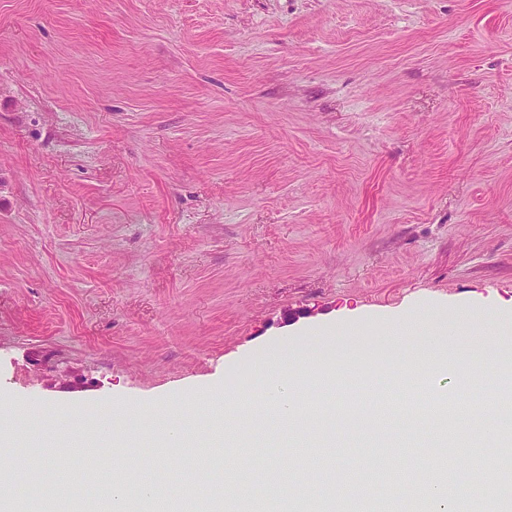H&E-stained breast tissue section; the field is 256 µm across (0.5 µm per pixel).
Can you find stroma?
Returning <instances> with one entry per match:
<instances>
[{"instance_id": "35a3bbf8", "label": "stroma", "mask_w": 512, "mask_h": 512, "mask_svg": "<svg viewBox=\"0 0 512 512\" xmlns=\"http://www.w3.org/2000/svg\"><path fill=\"white\" fill-rule=\"evenodd\" d=\"M443 306L512 326V0H0V424L190 401L194 432L271 344ZM362 339L313 411L393 379ZM381 433L427 482L423 431ZM327 435L369 494L377 449Z\"/></svg>"}]
</instances>
